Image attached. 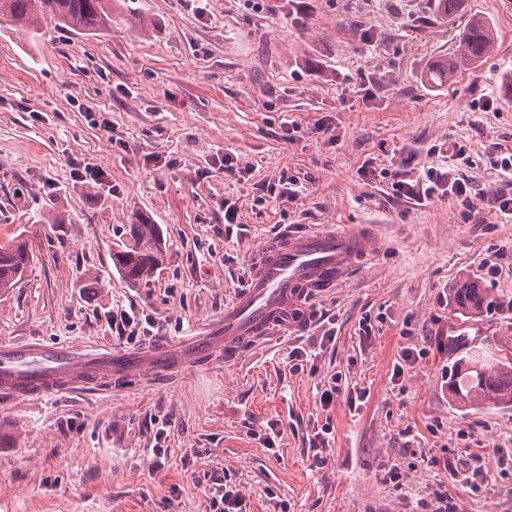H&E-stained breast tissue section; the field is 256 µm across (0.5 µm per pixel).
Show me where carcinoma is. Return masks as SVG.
<instances>
[{"instance_id":"carcinoma-1","label":"carcinoma","mask_w":512,"mask_h":512,"mask_svg":"<svg viewBox=\"0 0 512 512\" xmlns=\"http://www.w3.org/2000/svg\"><path fill=\"white\" fill-rule=\"evenodd\" d=\"M114 0H0V18L27 35L40 34L44 26L83 34L112 29ZM494 43V31L482 19L469 24L459 44L456 59L429 74L434 83L450 82L457 68L481 60ZM133 244L112 253V262L133 287L147 285L164 264L166 246L157 224L141 219L129 225ZM30 263L28 244L13 239L0 246V292L14 287ZM457 309L479 314L492 306L490 292L476 280L467 279L450 289ZM450 396L465 407L512 405V358L489 351H474L457 361L448 382Z\"/></svg>"}]
</instances>
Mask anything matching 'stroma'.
Listing matches in <instances>:
<instances>
[{
	"mask_svg": "<svg viewBox=\"0 0 512 512\" xmlns=\"http://www.w3.org/2000/svg\"><path fill=\"white\" fill-rule=\"evenodd\" d=\"M438 4L116 0L100 36L47 27L32 37L0 19V244L20 236L31 253L0 293V340L139 348L149 337L109 324L129 307L150 315L152 335L176 340L223 312L280 228L369 224L380 237L365 271L314 304V327L239 364L0 398V512H209L217 483L241 489L247 512H435L438 487L448 512H512V405L463 408L447 384L459 357L451 327L472 350L512 336V268L482 270L491 245L512 250V222L491 215L501 183L487 160L512 152V0H460L449 17ZM475 17L493 25V50L450 83L427 82ZM489 97L493 108L481 109ZM455 141L475 159L458 171L476 192L470 218L445 199L391 201L374 175L423 171ZM228 151L244 180L225 173ZM87 164L103 182L75 177ZM284 174L307 196H276ZM141 218L160 225L167 259L137 288L112 252ZM464 277L492 291L495 309H454L448 291ZM370 315L365 340L359 322ZM325 319L338 334L316 373L290 369L289 351L319 337ZM406 348L426 354L396 384ZM337 371L368 390L359 413L342 402L321 410L316 383ZM322 413L335 442L317 470L305 425ZM461 429L482 441L483 461ZM157 444L167 453L156 470ZM424 453L447 467H427ZM479 464L489 470L480 491L451 476ZM392 467L405 490L386 484Z\"/></svg>",
	"mask_w": 512,
	"mask_h": 512,
	"instance_id": "35a3bbf8",
	"label": "stroma"
}]
</instances>
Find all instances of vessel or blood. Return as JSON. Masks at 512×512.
Here are the masks:
<instances>
[{
    "instance_id": "1",
    "label": "vessel or blood",
    "mask_w": 512,
    "mask_h": 512,
    "mask_svg": "<svg viewBox=\"0 0 512 512\" xmlns=\"http://www.w3.org/2000/svg\"><path fill=\"white\" fill-rule=\"evenodd\" d=\"M377 250L372 229L342 231L291 228L270 238L253 257L239 292L222 318L202 324L186 339H164L143 349L39 342L0 344V396L51 397L104 377H147L190 361L209 366L238 361L267 340L300 334L311 323L308 306L365 268Z\"/></svg>"
}]
</instances>
